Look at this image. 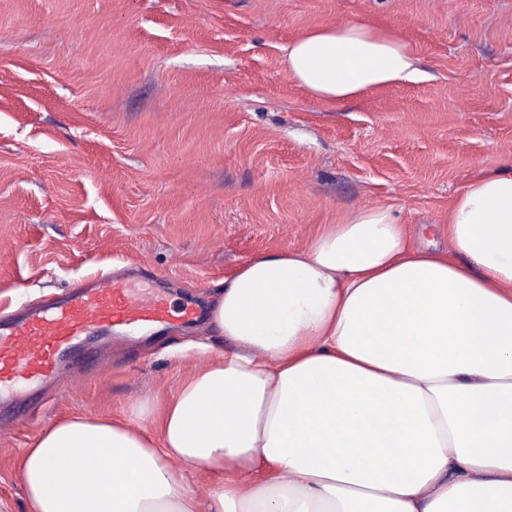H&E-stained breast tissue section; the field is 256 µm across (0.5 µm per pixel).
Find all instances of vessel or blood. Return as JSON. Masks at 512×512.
I'll list each match as a JSON object with an SVG mask.
<instances>
[{
	"mask_svg": "<svg viewBox=\"0 0 512 512\" xmlns=\"http://www.w3.org/2000/svg\"><path fill=\"white\" fill-rule=\"evenodd\" d=\"M195 314L190 306L172 308L163 296L139 295L125 280L109 275L94 288L76 284L65 300L24 320L0 323V402L12 401L21 384L65 386L68 376L61 362L87 357L92 332L153 330Z\"/></svg>",
	"mask_w": 512,
	"mask_h": 512,
	"instance_id": "b4317fda",
	"label": "vessel or blood"
}]
</instances>
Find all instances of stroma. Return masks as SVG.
<instances>
[{"label": "stroma", "mask_w": 512, "mask_h": 512, "mask_svg": "<svg viewBox=\"0 0 512 512\" xmlns=\"http://www.w3.org/2000/svg\"><path fill=\"white\" fill-rule=\"evenodd\" d=\"M361 21L401 37L413 82L328 103L284 49ZM512 169V0H0V316L124 265L172 306H199L84 365L62 398L28 389L0 436V501L26 512L24 449L62 417L130 415L172 397L223 281L389 207L413 243L450 249L475 176Z\"/></svg>", "instance_id": "stroma-1"}]
</instances>
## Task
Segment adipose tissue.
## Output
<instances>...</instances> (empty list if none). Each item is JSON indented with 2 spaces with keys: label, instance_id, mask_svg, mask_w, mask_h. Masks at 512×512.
I'll list each match as a JSON object with an SVG mask.
<instances>
[{
  "label": "adipose tissue",
  "instance_id": "ef3b65f1",
  "mask_svg": "<svg viewBox=\"0 0 512 512\" xmlns=\"http://www.w3.org/2000/svg\"><path fill=\"white\" fill-rule=\"evenodd\" d=\"M285 62L332 103L419 75L362 22ZM448 236L414 246L372 208L253 256L212 310L224 350L202 347L150 427L71 415L25 449L27 512H512V172L470 180Z\"/></svg>",
  "mask_w": 512,
  "mask_h": 512
}]
</instances>
